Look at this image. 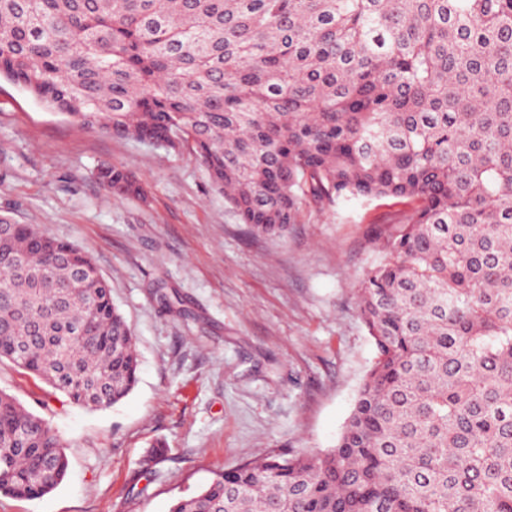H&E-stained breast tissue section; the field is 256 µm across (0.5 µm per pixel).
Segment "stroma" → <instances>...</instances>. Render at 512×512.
<instances>
[{"label":"stroma","mask_w":512,"mask_h":512,"mask_svg":"<svg viewBox=\"0 0 512 512\" xmlns=\"http://www.w3.org/2000/svg\"><path fill=\"white\" fill-rule=\"evenodd\" d=\"M118 164L146 199L97 180ZM397 198L303 204L287 234H253L185 150L82 129L0 80V216L88 249L130 324V396L92 410L0 361V390L44 418L70 466L0 512H170L214 471L335 447L376 347L356 293L403 222ZM166 448L152 458L155 441Z\"/></svg>","instance_id":"35a3bbf8"}]
</instances>
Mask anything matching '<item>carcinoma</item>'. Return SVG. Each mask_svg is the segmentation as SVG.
<instances>
[{"instance_id":"carcinoma-1","label":"carcinoma","mask_w":512,"mask_h":512,"mask_svg":"<svg viewBox=\"0 0 512 512\" xmlns=\"http://www.w3.org/2000/svg\"><path fill=\"white\" fill-rule=\"evenodd\" d=\"M0 78L82 128L190 148L259 235L306 202L412 204L359 285L377 354L336 446L219 471L170 512H512V0H0ZM92 265L0 217V359L99 409L138 357L110 286H81ZM67 469L1 391L0 493Z\"/></svg>"}]
</instances>
